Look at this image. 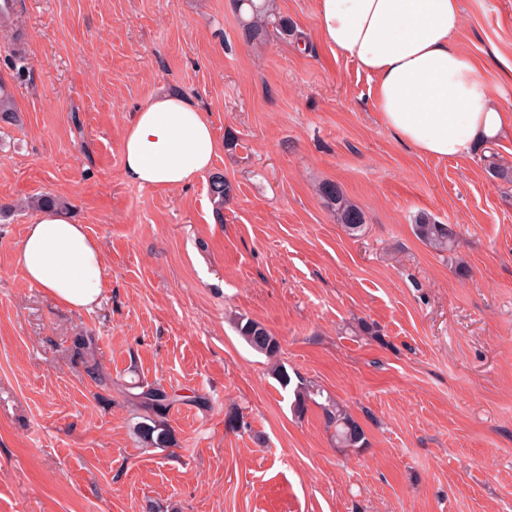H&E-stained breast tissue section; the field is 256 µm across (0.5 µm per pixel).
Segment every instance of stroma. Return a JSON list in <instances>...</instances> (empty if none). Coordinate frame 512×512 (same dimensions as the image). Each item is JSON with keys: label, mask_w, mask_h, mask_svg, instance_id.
<instances>
[{"label": "stroma", "mask_w": 512, "mask_h": 512, "mask_svg": "<svg viewBox=\"0 0 512 512\" xmlns=\"http://www.w3.org/2000/svg\"><path fill=\"white\" fill-rule=\"evenodd\" d=\"M275 5L297 39L245 42L235 0H18L0 22L22 119L0 130V512H512V183L484 153L398 141L374 78L325 46L318 0ZM461 8L456 46L512 110V0ZM163 89L209 112L223 208L205 177L124 179L126 126ZM325 183L361 209L358 237ZM43 194L103 248L96 310L60 306L16 263ZM423 213L455 225L456 259L416 237ZM237 316L347 405L367 448H334L317 407L294 416ZM83 336L112 387L74 359ZM138 381L183 398L168 447L136 430L118 387ZM319 193L336 218V223L341 224L346 234L357 237L365 225L362 211L352 204L334 184H323L319 187Z\"/></svg>", "instance_id": "obj_1"}]
</instances>
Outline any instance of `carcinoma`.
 I'll list each match as a JSON object with an SVG mask.
<instances>
[{
	"label": "carcinoma",
	"mask_w": 512,
	"mask_h": 512,
	"mask_svg": "<svg viewBox=\"0 0 512 512\" xmlns=\"http://www.w3.org/2000/svg\"><path fill=\"white\" fill-rule=\"evenodd\" d=\"M239 23L244 38L254 43H264L269 33L286 40L295 36L294 27L288 18L276 12L274 0H236ZM20 121L13 95L8 89L0 87V123L14 125ZM488 168L492 175L507 182H512V167L503 164L498 156H489ZM233 187L224 176L211 178L209 192L218 206H224V200L230 198ZM328 208L346 234L358 236L364 229L362 211L352 204L337 187L325 183L319 187ZM416 236L438 254H456L458 235L449 224H438L426 214H422L414 224ZM236 329L244 341L256 352L265 355L271 361V375L283 388H292L293 413L301 417L309 407H318L324 416L326 427L333 430L332 438L336 448L341 451L357 452L367 446V437L363 427L353 417L348 407L328 394L319 384L312 380L297 377L292 382L291 376L278 355L281 345L276 336L263 324L239 318L235 321ZM76 356L84 367L85 373L93 380L104 384L107 376L103 374L94 358L92 338L80 340L76 346ZM126 400L140 408L142 421L137 430L155 448H164L172 443V435L164 424L163 418L179 402L177 394H169L161 387L133 383L123 391Z\"/></svg>",
	"instance_id": "carcinoma-1"
}]
</instances>
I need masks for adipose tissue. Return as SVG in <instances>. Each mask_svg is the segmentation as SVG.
<instances>
[{
  "instance_id": "1",
  "label": "adipose tissue",
  "mask_w": 512,
  "mask_h": 512,
  "mask_svg": "<svg viewBox=\"0 0 512 512\" xmlns=\"http://www.w3.org/2000/svg\"><path fill=\"white\" fill-rule=\"evenodd\" d=\"M461 20L460 0H318L319 31L333 55L375 77L383 125L437 159L469 155L512 130V112L491 95L492 72L454 42ZM220 149L207 112L181 94L159 92L126 128L124 176L144 188L183 187L211 171ZM16 261L59 305H98L104 252L67 211L32 218Z\"/></svg>"
}]
</instances>
